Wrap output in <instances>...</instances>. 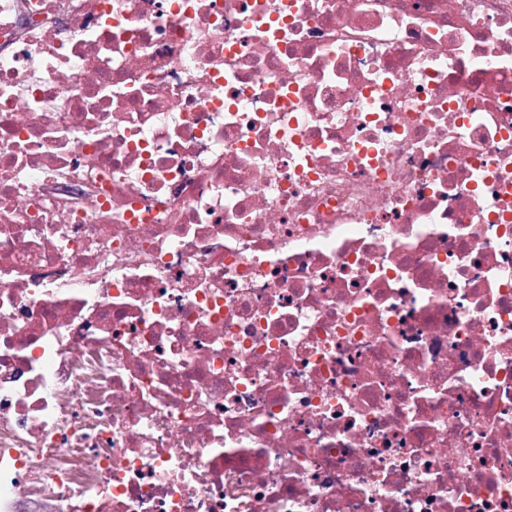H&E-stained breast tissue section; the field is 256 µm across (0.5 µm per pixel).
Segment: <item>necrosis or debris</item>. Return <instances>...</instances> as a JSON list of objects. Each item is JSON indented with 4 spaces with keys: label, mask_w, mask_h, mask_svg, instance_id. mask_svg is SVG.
Wrapping results in <instances>:
<instances>
[{
    "label": "necrosis or debris",
    "mask_w": 512,
    "mask_h": 512,
    "mask_svg": "<svg viewBox=\"0 0 512 512\" xmlns=\"http://www.w3.org/2000/svg\"><path fill=\"white\" fill-rule=\"evenodd\" d=\"M0 512H512V0H0Z\"/></svg>",
    "instance_id": "necrosis-or-debris-1"
}]
</instances>
